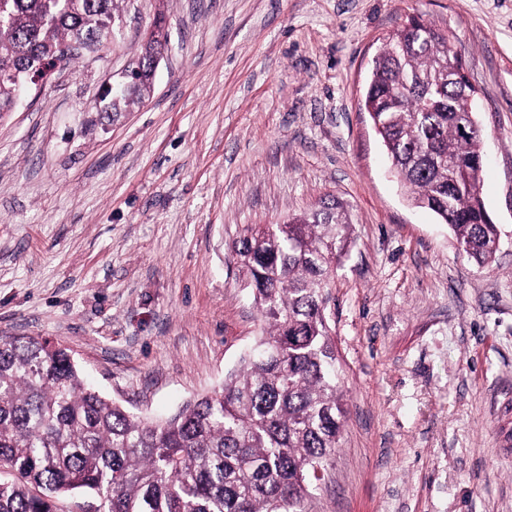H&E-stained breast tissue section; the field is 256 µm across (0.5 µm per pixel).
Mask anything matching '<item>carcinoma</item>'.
<instances>
[{
    "instance_id": "cac0c4a2",
    "label": "carcinoma",
    "mask_w": 512,
    "mask_h": 512,
    "mask_svg": "<svg viewBox=\"0 0 512 512\" xmlns=\"http://www.w3.org/2000/svg\"><path fill=\"white\" fill-rule=\"evenodd\" d=\"M119 0H0V119L55 59L68 67L112 42ZM78 44L81 53L62 56ZM167 44L162 19L105 118L149 96ZM451 36L410 17L372 62L363 107L410 202L432 211L478 265L501 231L481 197L482 137L467 82L450 84ZM344 207L326 199L283 224H251L234 254L264 324L237 369L175 415L153 421L85 381L70 351L35 336L0 338V512H309L344 421L325 291L351 245Z\"/></svg>"
}]
</instances>
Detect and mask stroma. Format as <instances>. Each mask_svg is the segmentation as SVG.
I'll return each instance as SVG.
<instances>
[{"instance_id":"stroma-1","label":"stroma","mask_w":512,"mask_h":512,"mask_svg":"<svg viewBox=\"0 0 512 512\" xmlns=\"http://www.w3.org/2000/svg\"><path fill=\"white\" fill-rule=\"evenodd\" d=\"M159 14L149 98L102 119ZM412 15L477 90L505 241L484 267L409 205L361 108ZM328 196L353 228L326 294L345 419L310 512H512V0H122L111 50L0 120V337L58 342L109 399L172 415L261 334L229 243Z\"/></svg>"}]
</instances>
